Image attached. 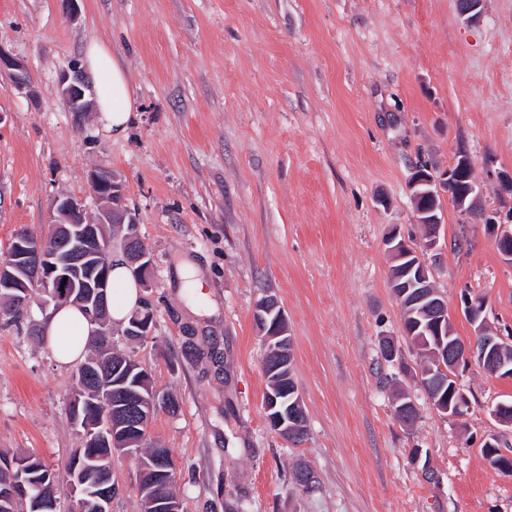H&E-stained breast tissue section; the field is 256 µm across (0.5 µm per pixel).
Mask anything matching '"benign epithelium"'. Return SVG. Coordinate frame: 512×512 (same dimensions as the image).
Returning <instances> with one entry per match:
<instances>
[{"instance_id":"1","label":"benign epithelium","mask_w":512,"mask_h":512,"mask_svg":"<svg viewBox=\"0 0 512 512\" xmlns=\"http://www.w3.org/2000/svg\"><path fill=\"white\" fill-rule=\"evenodd\" d=\"M483 0H457L460 15L468 20L477 18L481 12ZM13 71L16 87H26L25 68L23 64L0 52V70ZM58 85L60 96L70 112H90L92 102L86 100V82L77 63L72 62L64 68L59 76ZM472 163L469 158H461L457 171H448L440 177L427 181V195L435 198L456 187V182L465 178L470 179ZM92 180L100 190L99 197L105 205L98 219L90 220L85 214L82 199L75 196H65L57 200L56 219L54 229L57 234V243L51 244L46 239L32 236L12 244L6 260L0 263V288H13L15 283L21 281L20 274L29 272L28 260L33 259L37 264L36 275L44 281V287L52 289L50 296L55 301H63L70 297L69 285L77 278L86 275L91 278L95 288L84 294L91 322H99L101 330L99 335H111L110 323L103 305L106 300L108 287L107 267L110 261V251L106 241L102 238L101 228L105 224L126 226L123 240V250L126 261L134 266L135 272L141 275L143 288L152 287L150 281L151 259L141 244L136 233L134 218L123 206L124 189L122 182L108 167H99L92 174ZM511 214L501 215L494 211L485 215V224L488 231L495 236L500 255L509 264H512V230L507 228ZM389 251L394 261L398 262L410 257L416 261L409 265L416 270V281L423 285L426 298L432 300V308L437 325H442L448 318V307L440 293L433 290L434 284L429 277L432 274V264L428 252L437 246V237L432 236L424 243V250H413L404 242H396V238L387 240ZM486 302L480 297H469L464 301V312L470 324L476 326L475 335L480 341L474 342L461 349L452 348L445 351L444 356L437 357L440 369H448L449 379L458 384L457 370L461 363L469 358L480 360L481 364L490 373H500L506 368V363L498 357L500 334L489 322L485 314ZM254 319L261 332L265 333V341L288 335V324L284 310L280 308L275 298L267 296L257 302L254 309ZM154 321V312L150 311L143 317H136L130 327L125 329L128 336H148L151 333ZM285 351L282 345L269 346L265 352V366L277 370L284 366ZM270 428L281 436L295 434L296 426L288 423L281 415L275 414L267 417ZM97 426L112 434V449H126L129 456L137 455V451L130 447L125 440L128 429L137 427L132 416L124 414L114 415L103 413L102 420Z\"/></svg>"}]
</instances>
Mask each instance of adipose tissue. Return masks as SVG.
I'll return each instance as SVG.
<instances>
[{
    "instance_id": "1",
    "label": "adipose tissue",
    "mask_w": 512,
    "mask_h": 512,
    "mask_svg": "<svg viewBox=\"0 0 512 512\" xmlns=\"http://www.w3.org/2000/svg\"><path fill=\"white\" fill-rule=\"evenodd\" d=\"M83 62L96 79L95 105L100 123L112 137L125 136L136 117V98L121 59L108 46L93 42L85 49ZM111 282L109 311L118 324L137 307L140 293L122 261L113 262ZM41 324L45 345L58 364L68 366L83 360L92 327L77 305L68 303L48 311Z\"/></svg>"
}]
</instances>
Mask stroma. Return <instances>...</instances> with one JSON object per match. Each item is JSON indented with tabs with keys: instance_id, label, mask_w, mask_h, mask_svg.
Masks as SVG:
<instances>
[{
	"instance_id": "stroma-1",
	"label": "stroma",
	"mask_w": 512,
	"mask_h": 512,
	"mask_svg": "<svg viewBox=\"0 0 512 512\" xmlns=\"http://www.w3.org/2000/svg\"><path fill=\"white\" fill-rule=\"evenodd\" d=\"M106 42L123 61L139 111L113 138L96 113L63 105L61 69ZM0 50L28 88L0 70V259L18 230L45 235L64 195L89 218L103 206L92 171L106 166L151 260L152 332L112 345L139 361L176 413L156 414L184 512H512V428L491 411L512 377L459 369L469 401L456 420L430 405L415 373L386 245L424 242L408 188L420 164L467 154L486 208H512V0H0ZM434 283L462 342L474 331L462 296L485 298L489 322L512 332V265L477 218L442 198ZM205 287L193 295L183 268ZM274 295L293 340L308 437L270 430L257 300ZM42 311L0 317V450L63 471L82 444L68 413L76 367L59 366ZM393 337L406 366L380 356ZM195 345L187 353V345ZM221 356L211 363L203 352ZM420 417L394 416L392 390ZM318 477L306 492L289 472ZM112 512H139V469L116 455Z\"/></svg>"
}]
</instances>
